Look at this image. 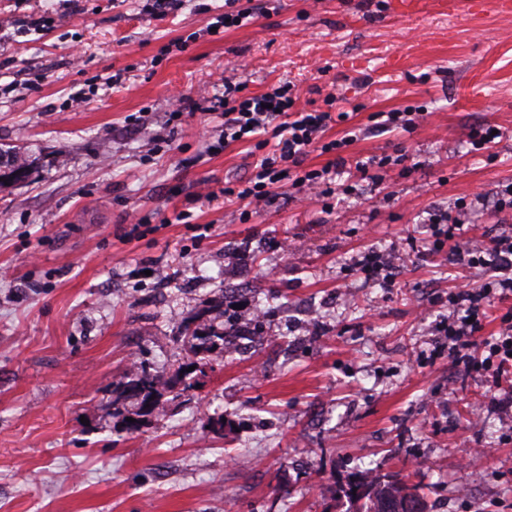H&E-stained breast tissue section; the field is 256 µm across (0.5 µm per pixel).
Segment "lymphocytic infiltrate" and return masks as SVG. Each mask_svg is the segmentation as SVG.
Masks as SVG:
<instances>
[{
	"label": "lymphocytic infiltrate",
	"instance_id": "lymphocytic-infiltrate-1",
	"mask_svg": "<svg viewBox=\"0 0 512 512\" xmlns=\"http://www.w3.org/2000/svg\"><path fill=\"white\" fill-rule=\"evenodd\" d=\"M223 88L217 104L224 109L225 144L251 142L261 152L254 174L227 188V195L258 207L287 186L307 188L316 197L347 194L346 184L337 183L336 178L344 163L342 153L356 137L348 133L324 141L330 111L298 108V94L290 83L248 94L234 77L227 76ZM315 151L333 154L334 159L318 169L304 168L306 157ZM465 218L466 211L459 204L430 213L429 250L451 248L461 269L490 268L494 274L479 285H463L451 296L448 315L440 321L437 333L450 362L484 376L488 405H512V395L501 390L503 377L512 375V313L502 315L498 334L484 333L495 298L512 294V234L498 235L487 248L474 246L461 235Z\"/></svg>",
	"mask_w": 512,
	"mask_h": 512
}]
</instances>
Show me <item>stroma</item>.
<instances>
[{"mask_svg":"<svg viewBox=\"0 0 512 512\" xmlns=\"http://www.w3.org/2000/svg\"><path fill=\"white\" fill-rule=\"evenodd\" d=\"M199 1L155 20L146 0H0V148L30 161L0 180V512H352L361 474L406 478L429 512H512V411L472 420L484 378L428 343L455 271L417 253L383 288L358 269L421 244L437 207L466 203L483 247L512 230L486 202L512 183V12L250 0L252 25L213 36L224 0ZM226 75L335 97L350 118L326 139L361 131L348 167L405 160L342 200L247 207L223 190L254 146L221 147L208 109ZM393 110L426 118L374 129ZM253 310L237 353L177 339ZM140 363L171 384L144 417L124 391ZM424 116L425 112H400L396 110L391 112H376L372 118H374V120H380L375 124L385 131L412 133L419 127Z\"/></svg>","mask_w":512,"mask_h":512,"instance_id":"1","label":"stroma"}]
</instances>
